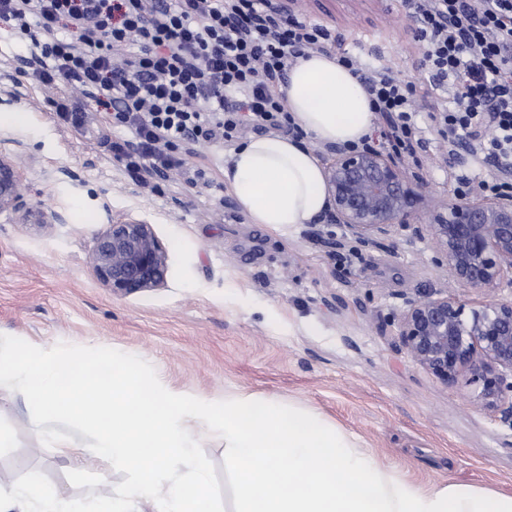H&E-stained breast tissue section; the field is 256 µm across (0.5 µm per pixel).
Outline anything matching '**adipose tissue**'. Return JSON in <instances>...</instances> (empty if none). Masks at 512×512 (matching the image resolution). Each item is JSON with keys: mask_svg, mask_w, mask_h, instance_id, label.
<instances>
[{"mask_svg": "<svg viewBox=\"0 0 512 512\" xmlns=\"http://www.w3.org/2000/svg\"><path fill=\"white\" fill-rule=\"evenodd\" d=\"M285 105L304 133L269 134L235 149L224 181L252 224L314 223L328 208L323 167L309 148L357 143L375 121L365 85L335 54L298 59L282 88ZM28 393L48 415H79L93 423L92 450L53 439L59 455L81 465L87 453L138 476L101 491L90 512H215L198 436L224 435L233 477V512H512V495L468 484L426 486L385 464L341 426L274 397L239 392L216 402L147 386L141 367L112 358L81 372L75 357L42 347L0 365V386ZM35 512H80L40 484L9 489L0 479V512L17 500Z\"/></svg>", "mask_w": 512, "mask_h": 512, "instance_id": "1", "label": "adipose tissue"}]
</instances>
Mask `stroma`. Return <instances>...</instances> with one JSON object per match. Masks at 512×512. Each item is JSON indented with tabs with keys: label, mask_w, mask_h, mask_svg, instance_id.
Returning a JSON list of instances; mask_svg holds the SVG:
<instances>
[{
	"label": "stroma",
	"mask_w": 512,
	"mask_h": 512,
	"mask_svg": "<svg viewBox=\"0 0 512 512\" xmlns=\"http://www.w3.org/2000/svg\"><path fill=\"white\" fill-rule=\"evenodd\" d=\"M295 19L323 25L364 69L422 78V49L408 0H301ZM26 43L0 30V90L21 97L0 115V139L20 142L24 199L63 214L36 234L0 214V336L17 355L41 346L78 354L91 366L110 351L150 360V382L217 400L247 390L310 409L343 427L394 467L432 485L458 482L512 493V426L485 409L468 375L447 385L404 353L392 318L407 297L444 291L468 303L484 291L437 266L428 239L397 233L379 243L339 224L270 227L249 223L224 182L232 149L201 143L184 166L133 172L108 144L131 139L85 100L75 128L53 112V90L17 70ZM470 153L449 152L426 131L408 171L435 194L455 186ZM152 224L168 253L164 286L118 296L97 279L90 256L109 218ZM0 473L12 484L39 479L64 497L91 503L96 489L119 488L135 468L89 461L71 469L45 437L87 446L79 417L50 418L23 394L0 392ZM217 505L231 482L221 435L198 438Z\"/></svg>",
	"instance_id": "1"
}]
</instances>
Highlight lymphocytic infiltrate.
<instances>
[{
  "label": "lymphocytic infiltrate",
  "instance_id": "1",
  "mask_svg": "<svg viewBox=\"0 0 512 512\" xmlns=\"http://www.w3.org/2000/svg\"><path fill=\"white\" fill-rule=\"evenodd\" d=\"M430 85L452 89V105L430 113L449 146L475 145L491 167L472 189L512 193V0H411ZM0 23L29 42L33 77L58 90L57 114L80 124L73 90L133 140L112 144L129 170L175 166L169 150L199 140L234 144L247 131H301L281 86L292 65L327 51L328 29L292 20L275 0H0ZM364 84L379 122L365 148L415 155L416 88L390 70Z\"/></svg>",
  "mask_w": 512,
  "mask_h": 512
}]
</instances>
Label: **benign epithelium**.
Here are the masks:
<instances>
[{
    "mask_svg": "<svg viewBox=\"0 0 512 512\" xmlns=\"http://www.w3.org/2000/svg\"><path fill=\"white\" fill-rule=\"evenodd\" d=\"M324 169L329 207L324 224H340L355 238L378 241L398 232L430 240L436 264L460 284L494 291L512 278V195L479 192L463 200L448 194L434 202L418 175H408L397 156L374 149L326 145ZM22 145L0 147V213L46 232L65 223L62 214L24 201L17 163ZM100 282L115 295L160 288L168 265L165 246L146 221L109 219L91 253ZM405 354L439 381L465 372L482 381L490 409L503 408L512 427V300L468 304L445 293L408 297L393 317Z\"/></svg>",
    "mask_w": 512,
    "mask_h": 512,
    "instance_id": "1",
    "label": "benign epithelium"
}]
</instances>
